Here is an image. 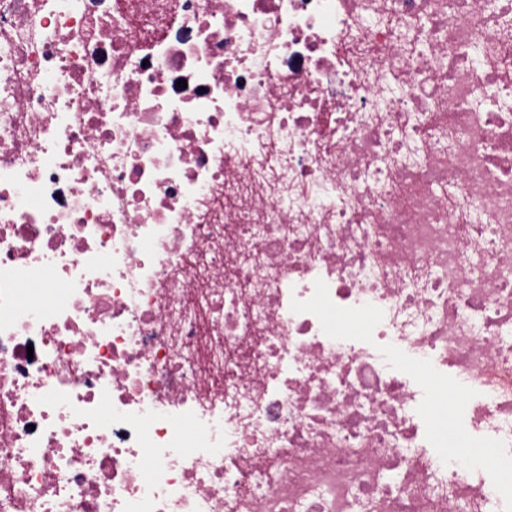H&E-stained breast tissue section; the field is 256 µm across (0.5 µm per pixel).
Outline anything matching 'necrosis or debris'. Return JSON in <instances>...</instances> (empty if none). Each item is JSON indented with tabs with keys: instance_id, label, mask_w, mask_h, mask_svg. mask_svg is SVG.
<instances>
[{
	"instance_id": "4bbe7bcc",
	"label": "necrosis or debris",
	"mask_w": 512,
	"mask_h": 512,
	"mask_svg": "<svg viewBox=\"0 0 512 512\" xmlns=\"http://www.w3.org/2000/svg\"><path fill=\"white\" fill-rule=\"evenodd\" d=\"M510 463L512 0H0V512H512Z\"/></svg>"
}]
</instances>
